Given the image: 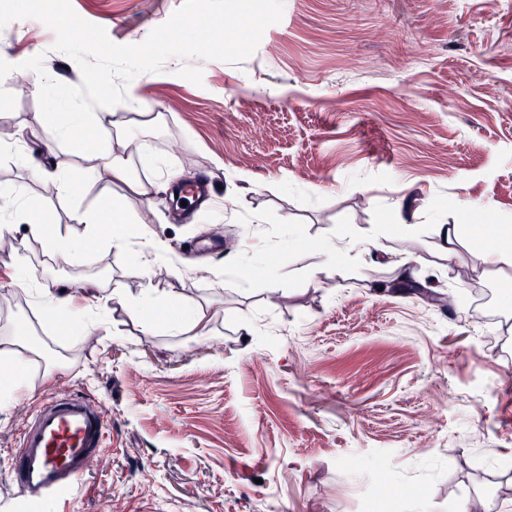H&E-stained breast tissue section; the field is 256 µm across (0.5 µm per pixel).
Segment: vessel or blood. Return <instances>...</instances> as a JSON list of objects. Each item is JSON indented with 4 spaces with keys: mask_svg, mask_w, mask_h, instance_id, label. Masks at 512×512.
<instances>
[{
    "mask_svg": "<svg viewBox=\"0 0 512 512\" xmlns=\"http://www.w3.org/2000/svg\"><path fill=\"white\" fill-rule=\"evenodd\" d=\"M108 425L85 395L41 401L23 427L8 473L17 494L35 503L64 498L104 448Z\"/></svg>",
    "mask_w": 512,
    "mask_h": 512,
    "instance_id": "b4317fda",
    "label": "vessel or blood"
}]
</instances>
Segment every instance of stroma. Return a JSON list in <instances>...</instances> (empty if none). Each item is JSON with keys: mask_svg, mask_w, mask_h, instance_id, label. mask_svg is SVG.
<instances>
[{"mask_svg": "<svg viewBox=\"0 0 512 512\" xmlns=\"http://www.w3.org/2000/svg\"><path fill=\"white\" fill-rule=\"evenodd\" d=\"M183 0H71L115 44H139ZM36 19L0 28V60L41 57L53 79L82 73ZM140 109L134 175L163 178L150 198L95 185L73 197L33 179L20 152L41 156L31 70L0 80V184L15 187L62 229L101 194L121 197L134 227L163 245L179 278L159 287L212 316L205 336L143 332L100 310L95 330L68 336L37 290L0 303V338L37 351L24 381L0 376V512H458L502 502L512 485V306L485 324L468 313L498 279L440 258L433 229L460 204L512 225V0H284L280 22L241 63L173 57L135 77ZM153 116L140 122V112ZM208 174L213 209L178 218L171 186ZM406 213L414 226L395 221ZM349 242L340 271L307 281L318 243ZM416 259L428 292L393 285L387 262ZM30 242L16 266L0 256V292L16 275L40 288L104 278L138 291L133 260L100 249L43 261ZM253 336L242 343L241 324ZM102 405V449L72 493L31 504L8 485L19 434L46 396ZM388 486L408 495L386 504Z\"/></svg>", "mask_w": 512, "mask_h": 512, "instance_id": "35a3bbf8", "label": "stroma"}]
</instances>
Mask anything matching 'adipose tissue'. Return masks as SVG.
<instances>
[{"label": "adipose tissue", "instance_id": "ef3b65f1", "mask_svg": "<svg viewBox=\"0 0 512 512\" xmlns=\"http://www.w3.org/2000/svg\"><path fill=\"white\" fill-rule=\"evenodd\" d=\"M85 83L94 92L97 105L93 112L69 113L66 121L50 124L49 134L54 142L73 141L76 133L82 132L93 136L108 135L107 145L88 154L85 168L58 176L54 171L43 166L34 167L35 179L52 184L62 195H70L91 185L100 183H121L129 191L148 197L156 190L154 182H142L133 176L130 166L131 154L138 143L124 129L121 117L112 110V94L105 80L96 74L88 75ZM80 223L85 224V235L72 239L50 229L44 214L36 212L22 199L16 190L9 186L0 187V247L8 246L10 255H17L21 242L11 235L12 225L26 224L29 239L40 242L50 256L63 259L75 257L87 248H112L116 256L126 254L136 234L128 226L129 218L122 207L101 203L84 211ZM438 238L437 249L448 261H455L461 246H468L472 256L470 267L480 277L493 278L500 272L501 266L512 263V238L494 237L478 243H466L460 225L440 224L435 229ZM141 266L145 272L144 283L138 292L116 287L110 290L109 300L115 301L131 316L140 318L144 331H151L154 320L142 313L144 303L165 305L169 297L164 289L155 284L157 277V254L152 250L141 253ZM95 283L83 282L74 288L61 291L43 289L42 296L47 304V313L59 326L71 334L83 335L89 332V325L84 324V310L75 305L77 297L97 293Z\"/></svg>", "mask_w": 512, "mask_h": 512}]
</instances>
